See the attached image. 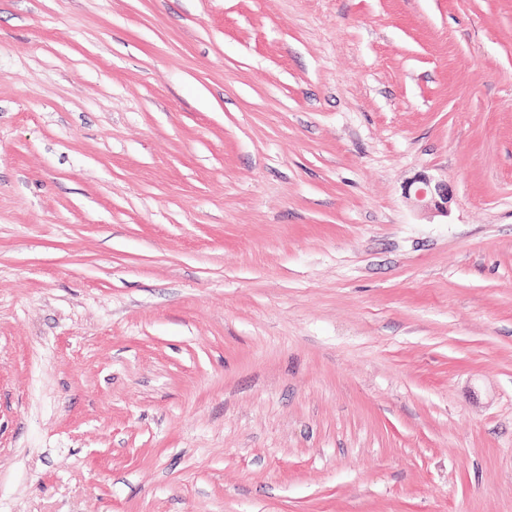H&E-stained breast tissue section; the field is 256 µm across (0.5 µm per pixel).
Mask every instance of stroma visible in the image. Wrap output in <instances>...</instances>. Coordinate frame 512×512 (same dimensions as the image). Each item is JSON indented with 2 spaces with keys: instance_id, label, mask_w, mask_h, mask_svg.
<instances>
[{
  "instance_id": "35a3bbf8",
  "label": "stroma",
  "mask_w": 512,
  "mask_h": 512,
  "mask_svg": "<svg viewBox=\"0 0 512 512\" xmlns=\"http://www.w3.org/2000/svg\"><path fill=\"white\" fill-rule=\"evenodd\" d=\"M0 512H512V0H0ZM418 183L414 191L415 203L419 206L431 207L436 210L447 212L448 210V186L441 182H433V179L427 175H420L408 188L407 195L411 198L410 188Z\"/></svg>"
}]
</instances>
